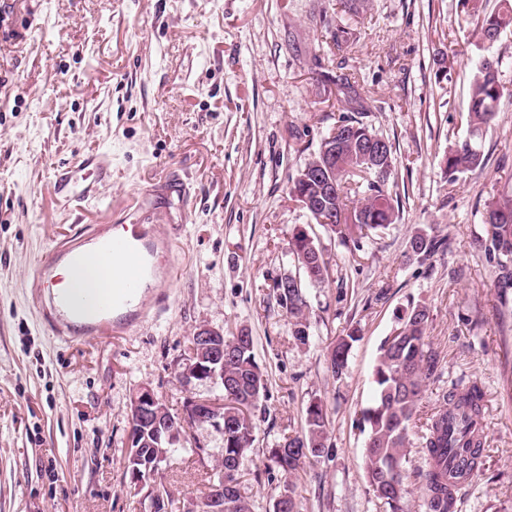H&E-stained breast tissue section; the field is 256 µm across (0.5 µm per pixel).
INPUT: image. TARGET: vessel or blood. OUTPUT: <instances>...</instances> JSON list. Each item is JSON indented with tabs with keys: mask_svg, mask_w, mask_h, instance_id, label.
<instances>
[{
	"mask_svg": "<svg viewBox=\"0 0 512 512\" xmlns=\"http://www.w3.org/2000/svg\"><path fill=\"white\" fill-rule=\"evenodd\" d=\"M171 250V239L152 224L134 225L128 236L108 235L95 225L47 249L32 283L46 331L67 341L105 338L116 329L132 332L141 321L140 310L147 297L171 283V274L164 271ZM100 254L111 256L119 270L111 294L82 283L55 292L54 271L59 265L79 266Z\"/></svg>",
	"mask_w": 512,
	"mask_h": 512,
	"instance_id": "obj_1",
	"label": "vessel or blood"
}]
</instances>
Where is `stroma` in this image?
<instances>
[{"instance_id": "obj_1", "label": "stroma", "mask_w": 512, "mask_h": 512, "mask_svg": "<svg viewBox=\"0 0 512 512\" xmlns=\"http://www.w3.org/2000/svg\"><path fill=\"white\" fill-rule=\"evenodd\" d=\"M498 6L369 0L356 17L336 0H0V512H150L124 479L131 401L147 386L179 417L188 401L215 396L211 382L178 376L186 340L202 327L248 329L267 376L239 468L251 512H274L283 480L267 450L300 432L313 398L330 428L323 457L297 476L304 512H383L363 472L360 411L379 347L411 304L430 311L439 363L404 467L424 468L417 438L443 393L478 382L485 447L456 512H512V297L500 300L485 257L484 208L492 189L512 183V32L493 48L507 95L482 140L485 165L453 188L444 173L449 147L468 136L484 53L477 18ZM339 26L354 41L336 53ZM354 98L365 105L359 120L392 147L388 188L399 202L398 223L357 247L289 195ZM95 154L107 156L111 178L82 207L62 206L58 173ZM170 172L190 185L191 204L158 190ZM135 211L174 242L166 297L150 300L130 335H50L30 290L38 258ZM298 225L329 266L307 292L306 346L276 292L299 272L288 255ZM419 229L446 242L426 260L409 248ZM352 329L360 339L338 379L328 353ZM191 434L203 458L161 474L178 504L195 501L224 446L211 426Z\"/></svg>"}]
</instances>
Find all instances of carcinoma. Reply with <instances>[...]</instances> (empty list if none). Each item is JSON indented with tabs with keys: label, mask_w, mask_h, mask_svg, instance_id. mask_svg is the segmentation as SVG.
Segmentation results:
<instances>
[{
	"label": "carcinoma",
	"mask_w": 512,
	"mask_h": 512,
	"mask_svg": "<svg viewBox=\"0 0 512 512\" xmlns=\"http://www.w3.org/2000/svg\"><path fill=\"white\" fill-rule=\"evenodd\" d=\"M512 27V0H500L499 9L481 18L484 38L499 37ZM504 97L499 78V61L492 54L482 57L476 66L470 89L467 126L470 136L448 150L444 172L448 186H454L459 175L484 165L480 143L484 132L494 120ZM339 150L336 161L326 168L332 192L315 178L308 182L293 181L292 190L302 191L316 199L329 222L326 232L346 241L353 236L375 234L399 218V209L392 203L386 181L393 164L392 152L383 146L385 160L378 163L371 145L383 140L357 120H341L336 126ZM488 239L486 252L497 267L499 298H508L512 289V189L505 186L485 202ZM444 241L418 230L411 237L413 255L427 258L437 252ZM289 252L302 269L304 280L297 288L277 289L279 304L293 319L294 339L302 345L310 341V326L305 314V284H319L328 276L327 264L319 258L320 248L313 237L293 233ZM430 312L425 305H416L398 316V326L380 345L374 369L375 393L370 405L361 412L367 428L363 468L375 497L389 512H409L407 472L399 479L389 475V468H403L407 448L411 446L410 425L417 414L427 380L438 368L437 355L427 336ZM359 340L356 331L339 337L330 352V368L336 378L344 375L353 343ZM217 385L224 386V398H232L239 406L224 407V448L221 470L206 482L224 483V512H249L248 502L238 489L240 460L253 444L254 425L251 411L256 409L267 391V379L255 359L251 333L224 337V374L217 375ZM483 392L475 382L452 389L427 418L421 436L426 468L416 474L417 489L426 512H455L457 494L479 471L483 447L478 438L483 419ZM330 421L321 400H311L304 409L301 432L286 438L269 450L268 459L284 477L275 512H303L294 478L305 462L288 454L290 448L323 449L327 447ZM144 444L126 457L125 478L130 486L141 491L152 488V497L160 508L174 507L167 487L157 481L159 470L151 467L155 458L170 453L166 434L156 433L150 426L134 423ZM464 453L456 482L448 483V452Z\"/></svg>",
	"instance_id": "1"
}]
</instances>
